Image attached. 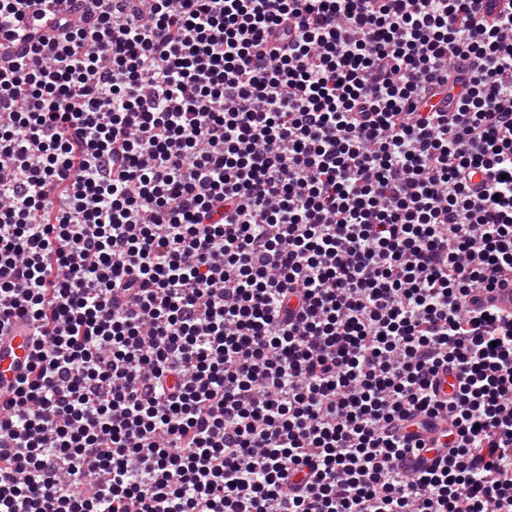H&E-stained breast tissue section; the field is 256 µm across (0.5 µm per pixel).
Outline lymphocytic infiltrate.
Returning <instances> with one entry per match:
<instances>
[{"label":"lymphocytic infiltrate","instance_id":"f902f5d3","mask_svg":"<svg viewBox=\"0 0 512 512\" xmlns=\"http://www.w3.org/2000/svg\"><path fill=\"white\" fill-rule=\"evenodd\" d=\"M504 288L512 0H0V512H512ZM30 333L26 327L14 330L5 338L0 337V401L10 396L16 377L26 372L30 363ZM430 444L422 452V455L417 458L411 459L410 465L413 469L424 471L436 467L441 462H446L448 459V448H430Z\"/></svg>","mask_w":512,"mask_h":512}]
</instances>
